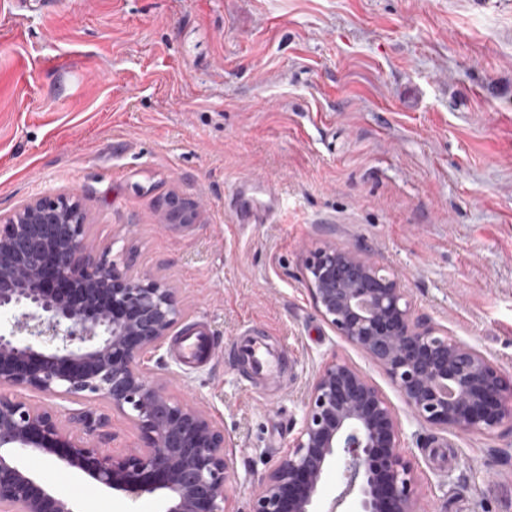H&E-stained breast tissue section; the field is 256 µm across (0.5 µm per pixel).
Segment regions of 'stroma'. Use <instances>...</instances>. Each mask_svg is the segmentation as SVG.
I'll return each mask as SVG.
<instances>
[{"instance_id": "1", "label": "stroma", "mask_w": 512, "mask_h": 512, "mask_svg": "<svg viewBox=\"0 0 512 512\" xmlns=\"http://www.w3.org/2000/svg\"><path fill=\"white\" fill-rule=\"evenodd\" d=\"M0 0V214L76 193L99 250L164 279L203 327L210 362L177 336L142 359L222 426L236 512L300 428L309 384L339 357L395 408L418 512H512V424L441 432L312 305L303 262L326 242L393 270L416 316L512 377V0ZM276 197L237 221L238 184ZM196 204L164 229L163 200ZM287 349L252 380L228 356L245 333ZM90 438L136 445L94 408ZM24 465L82 512H163L51 456ZM179 358L188 363L196 364L205 361L208 355V339L203 331L185 334L180 338Z\"/></svg>"}]
</instances>
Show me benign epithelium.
<instances>
[{
	"mask_svg": "<svg viewBox=\"0 0 512 512\" xmlns=\"http://www.w3.org/2000/svg\"><path fill=\"white\" fill-rule=\"evenodd\" d=\"M304 278L323 320L384 369L416 419L458 434L512 422V380L415 319L394 271L325 243L306 258ZM2 310L20 315L0 332V512H77L20 466L25 454L52 455L129 498L160 491L165 512H236L224 431L141 369V356L184 319L176 289L97 257L75 193L0 215ZM97 400L129 418L140 445L102 448L88 438ZM67 402L84 405L79 429L63 419ZM401 438L383 393L348 361L328 359L310 384L292 447L255 488L249 512H316L334 465L343 467L345 487L329 512L352 495L356 512H417L419 488Z\"/></svg>",
	"mask_w": 512,
	"mask_h": 512,
	"instance_id": "obj_1",
	"label": "benign epithelium"
}]
</instances>
